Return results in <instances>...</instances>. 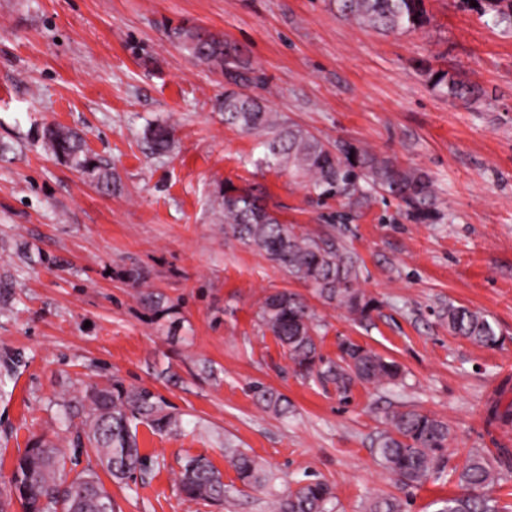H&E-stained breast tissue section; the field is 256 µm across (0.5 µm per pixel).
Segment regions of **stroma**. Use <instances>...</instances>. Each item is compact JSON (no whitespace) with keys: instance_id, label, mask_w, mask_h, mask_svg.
I'll use <instances>...</instances> for the list:
<instances>
[{"instance_id":"35a3bbf8","label":"stroma","mask_w":512,"mask_h":512,"mask_svg":"<svg viewBox=\"0 0 512 512\" xmlns=\"http://www.w3.org/2000/svg\"><path fill=\"white\" fill-rule=\"evenodd\" d=\"M423 27L383 36L337 17L328 0H0V487L28 439L70 442L58 401L117 377L145 386L181 415L178 434L139 427L151 460L139 478L107 482L120 512H270L297 483L321 479L334 512L377 497L434 512L459 491L448 474L408 492L373 443L387 411L412 405L446 420L451 465L468 451L494 459L489 489L512 507V424L489 421L512 402V29L470 0H427ZM201 26L245 46L268 107L322 138L346 139L425 171L440 220H410L398 200L318 203L285 171L257 166L254 137L228 129L224 76L191 58L173 28ZM476 89H432L426 69ZM81 130L120 189L44 154L42 129ZM155 124L175 147L154 154ZM257 185L266 205L303 232L341 234L381 303L370 326L324 304L313 288L224 233L210 201L224 181ZM304 295L321 351L345 336L396 360L402 385H333L296 375L257 316L263 297ZM164 298L155 313L140 291ZM485 313L502 339L481 347L449 334V303ZM284 394L286 416L251 387ZM248 451L272 480L243 488L225 445ZM221 471L223 505L187 500L186 458Z\"/></svg>"}]
</instances>
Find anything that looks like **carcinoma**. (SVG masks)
Returning a JSON list of instances; mask_svg holds the SVG:
<instances>
[{
  "label": "carcinoma",
  "mask_w": 512,
  "mask_h": 512,
  "mask_svg": "<svg viewBox=\"0 0 512 512\" xmlns=\"http://www.w3.org/2000/svg\"><path fill=\"white\" fill-rule=\"evenodd\" d=\"M494 18L512 27V0H489ZM340 17L354 20L380 34L414 31L428 21L425 0H330ZM200 28L182 27L174 32L189 54L224 74L227 86L219 103L224 125L260 136L262 156L257 164L281 169L303 179L317 199L339 197L350 206L370 194L399 200L408 218L422 224L439 216L433 180L425 172L380 157L350 142L324 141L308 129L268 109L263 100L248 93L255 83L244 51L218 34L199 36ZM428 83L453 96L465 91L448 73L428 68ZM150 141L158 153L173 144L171 130L156 125ZM42 149L70 166L92 176L105 193L119 190L112 170L91 156L83 136L76 130L53 126L43 132ZM224 220V235H230L256 251L291 279L312 287L327 304H335L358 323L368 326L381 303L360 288L362 263L339 234L300 232L286 224L263 203L255 187L224 183L212 200ZM261 327L282 347L293 370L316 376L334 386L343 399L362 386H396L403 378L401 366L347 337L338 340L336 359L320 349V327L314 309L301 294L281 290L264 297L259 307ZM448 332L469 342L495 347L500 338L487 316L464 304L448 303L442 316ZM253 398L277 415L288 414V399L263 384L251 388ZM67 428L74 429L75 448H87L98 465L113 480L125 482L147 469L148 457L140 452L138 425L154 433L181 427L179 414L167 410L164 400L147 387L127 386L114 378L90 386L79 404L63 403ZM385 429L375 439L374 451L389 474L404 488H418L439 479L448 468L451 428L443 419L414 407L402 406L385 416ZM225 459L245 488H260L270 475L253 456L238 449L225 451ZM458 473L459 493L439 500L437 512H502L488 489L495 482V468L482 452H470ZM180 493L190 501L224 504L226 490L221 472L205 457H188L178 475ZM23 512H100L106 502L116 512L112 494L97 471L67 470L66 451L46 437L32 439L15 460L9 485L0 488V512L12 500ZM335 495L322 480L300 483L276 501L274 512H332ZM405 503L395 497H378L368 512H403Z\"/></svg>",
  "instance_id": "obj_1"
}]
</instances>
